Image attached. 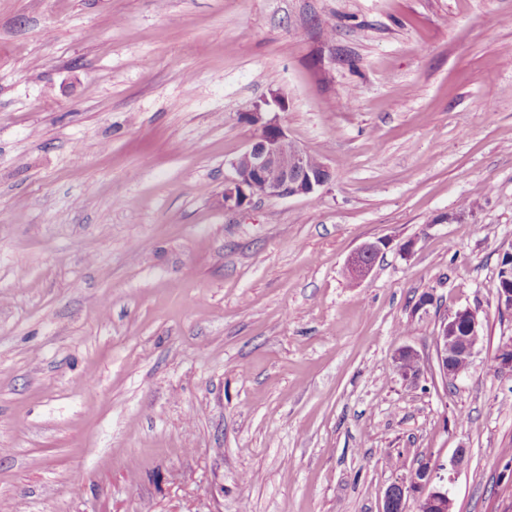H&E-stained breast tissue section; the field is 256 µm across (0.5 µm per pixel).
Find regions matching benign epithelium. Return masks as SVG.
Returning <instances> with one entry per match:
<instances>
[{
	"label": "benign epithelium",
	"instance_id": "1",
	"mask_svg": "<svg viewBox=\"0 0 512 512\" xmlns=\"http://www.w3.org/2000/svg\"><path fill=\"white\" fill-rule=\"evenodd\" d=\"M288 106L277 90L263 103L242 114L241 119L254 126L257 133L248 148L231 162L234 172L224 187V206L241 207L255 191L267 198L303 197L317 192L332 178L323 162L312 165L311 154L288 137L279 120V113ZM382 242L366 243L352 256L349 271L353 278L370 274ZM478 320L468 308H460L445 317L435 336L440 370L446 376L459 372L452 366L461 351L473 352V336ZM422 359L412 347L400 348L394 356L396 373L406 382H414L421 372ZM437 474L428 467L418 468L407 480L391 484L384 492L381 512H404L407 498L419 494V512H451L448 490L435 483Z\"/></svg>",
	"mask_w": 512,
	"mask_h": 512
}]
</instances>
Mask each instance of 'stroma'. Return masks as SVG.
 <instances>
[{
	"mask_svg": "<svg viewBox=\"0 0 512 512\" xmlns=\"http://www.w3.org/2000/svg\"><path fill=\"white\" fill-rule=\"evenodd\" d=\"M274 90L332 179L225 209ZM510 254L512 0H0V512H512ZM382 242L365 243L352 256L349 262V271L354 279H362L370 274L375 259L380 252ZM461 324L465 327V334L459 331ZM478 324L475 313L468 308L457 309L441 321L437 336L434 337L439 367L444 375L457 377L459 372L465 373L468 370V355L459 354L455 360L457 371L453 368L452 361L460 351L472 354L476 345L473 343V336H477ZM393 362L396 373L406 382L413 383L420 375L421 356L410 346L400 348L396 352ZM437 478L443 481L433 469L420 467L408 480L391 484L384 492L381 512H403L407 498L413 493H419V511L450 512L452 501L448 490L435 483Z\"/></svg>",
	"mask_w": 512,
	"mask_h": 512,
	"instance_id": "obj_1",
	"label": "stroma"
}]
</instances>
